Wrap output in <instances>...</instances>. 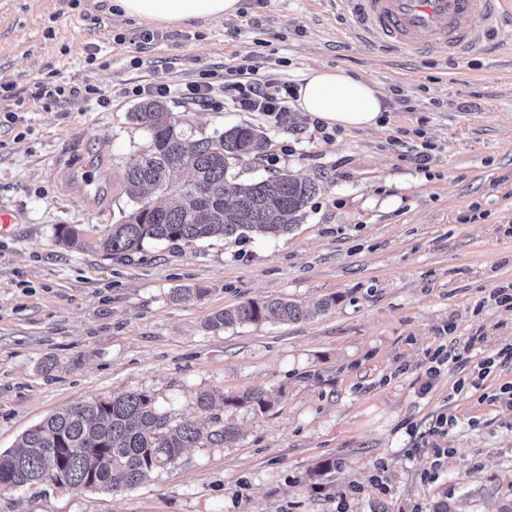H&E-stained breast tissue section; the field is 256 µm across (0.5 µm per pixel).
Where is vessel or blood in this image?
<instances>
[{
	"mask_svg": "<svg viewBox=\"0 0 512 512\" xmlns=\"http://www.w3.org/2000/svg\"><path fill=\"white\" fill-rule=\"evenodd\" d=\"M374 42L411 55L462 56L512 23V0H341Z\"/></svg>",
	"mask_w": 512,
	"mask_h": 512,
	"instance_id": "vessel-or-blood-1",
	"label": "vessel or blood"
}]
</instances>
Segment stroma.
<instances>
[{
    "mask_svg": "<svg viewBox=\"0 0 512 512\" xmlns=\"http://www.w3.org/2000/svg\"><path fill=\"white\" fill-rule=\"evenodd\" d=\"M153 33L143 42V33ZM256 66L297 87L311 67L376 86V129L330 126L293 110L279 123L224 93ZM91 84L16 123L0 98V451L62 407L142 391L178 418L239 431L183 451L115 495L43 485L0 489V512H499L512 499V27L464 58L388 52L338 0H241L216 21L159 24L112 0H0V85L36 77ZM211 74L213 102L181 90ZM193 138L252 125L269 141L253 181L288 170L319 191L288 234L178 247L131 259L99 242L132 204L126 163L148 141L128 114L140 88ZM79 229L67 248L56 230ZM200 299L172 302L176 288ZM328 312L299 323L207 322L236 303L280 297ZM52 372H42L44 359ZM480 389L457 391L485 359ZM269 392L267 411L199 413L195 395ZM455 417L445 427V417Z\"/></svg>",
    "mask_w": 512,
    "mask_h": 512,
    "instance_id": "obj_1",
    "label": "stroma"
}]
</instances>
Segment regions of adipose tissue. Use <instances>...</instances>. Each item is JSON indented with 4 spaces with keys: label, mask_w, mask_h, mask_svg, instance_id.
Listing matches in <instances>:
<instances>
[{
    "label": "adipose tissue",
    "mask_w": 512,
    "mask_h": 512,
    "mask_svg": "<svg viewBox=\"0 0 512 512\" xmlns=\"http://www.w3.org/2000/svg\"><path fill=\"white\" fill-rule=\"evenodd\" d=\"M113 4L129 18L189 23L236 14L240 0H113ZM297 105L326 124L357 129L376 126L384 110L371 83L326 68L307 69L298 85Z\"/></svg>",
    "instance_id": "ef3b65f1"
}]
</instances>
